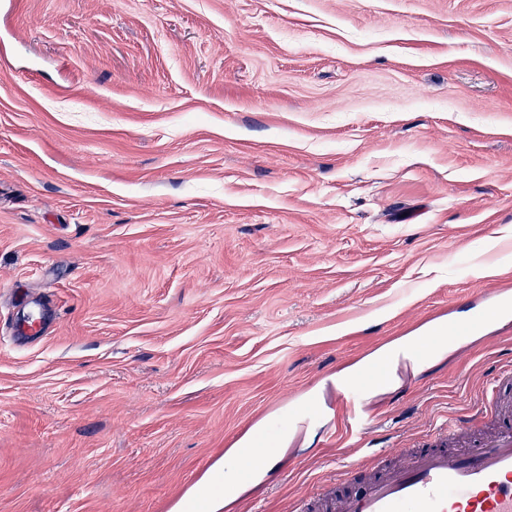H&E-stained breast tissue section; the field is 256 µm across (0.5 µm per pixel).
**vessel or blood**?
Here are the masks:
<instances>
[{
    "label": "vessel or blood",
    "mask_w": 512,
    "mask_h": 512,
    "mask_svg": "<svg viewBox=\"0 0 512 512\" xmlns=\"http://www.w3.org/2000/svg\"><path fill=\"white\" fill-rule=\"evenodd\" d=\"M512 292V283L490 285L492 306L479 318L454 324L452 331L437 329L417 343L401 359L408 366L428 351L446 344L463 346L485 324L507 318L502 296ZM384 369L374 366L359 375L346 389L341 412L349 429L356 430L366 421L363 394L381 384ZM383 453L358 458L348 463L343 475L360 480L358 490L336 500V512H512V427L481 439L469 448H450L436 443L417 449L408 464L381 468L374 477H366L369 460H383ZM266 452H247L229 461L235 482L242 483L267 462Z\"/></svg>",
    "instance_id": "vessel-or-blood-1"
}]
</instances>
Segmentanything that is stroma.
<instances>
[{"label":"stroma","instance_id":"35a3bbf8","mask_svg":"<svg viewBox=\"0 0 512 512\" xmlns=\"http://www.w3.org/2000/svg\"><path fill=\"white\" fill-rule=\"evenodd\" d=\"M508 278L512 0H0V512L354 491L289 415ZM509 369L495 322L390 371L376 448L503 427ZM269 450L262 452H246L230 460L225 467L226 472L230 468L231 475L235 482L243 483L260 470L267 462Z\"/></svg>","mask_w":512,"mask_h":512}]
</instances>
